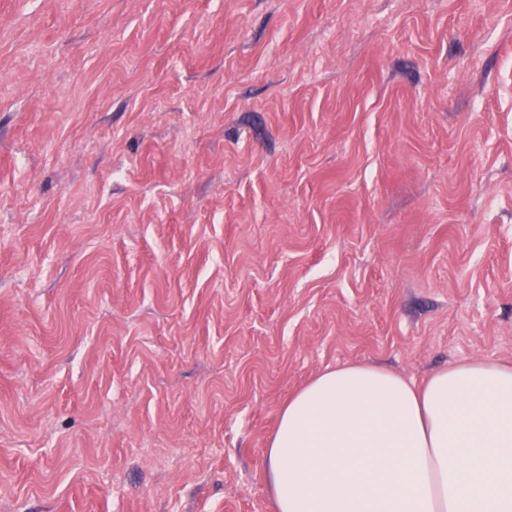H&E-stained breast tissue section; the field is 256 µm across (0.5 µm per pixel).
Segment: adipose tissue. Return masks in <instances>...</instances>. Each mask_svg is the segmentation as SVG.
I'll return each instance as SVG.
<instances>
[{
  "label": "adipose tissue",
  "instance_id": "obj_1",
  "mask_svg": "<svg viewBox=\"0 0 512 512\" xmlns=\"http://www.w3.org/2000/svg\"><path fill=\"white\" fill-rule=\"evenodd\" d=\"M273 512H512V365L475 359L424 385L328 370L280 413Z\"/></svg>",
  "mask_w": 512,
  "mask_h": 512
}]
</instances>
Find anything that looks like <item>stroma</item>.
Segmentation results:
<instances>
[{"mask_svg": "<svg viewBox=\"0 0 512 512\" xmlns=\"http://www.w3.org/2000/svg\"><path fill=\"white\" fill-rule=\"evenodd\" d=\"M512 363V0H0V512H272L345 363Z\"/></svg>", "mask_w": 512, "mask_h": 512, "instance_id": "35a3bbf8", "label": "stroma"}]
</instances>
